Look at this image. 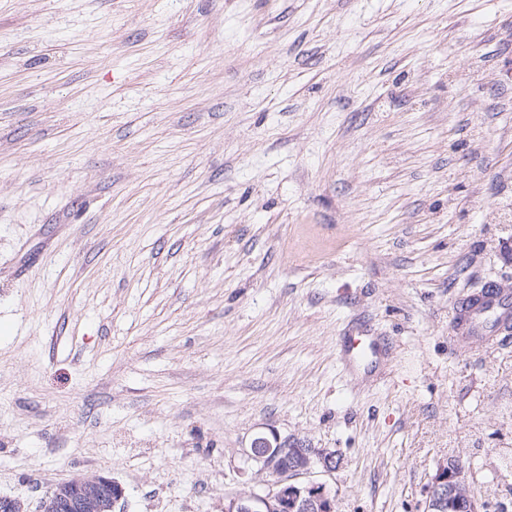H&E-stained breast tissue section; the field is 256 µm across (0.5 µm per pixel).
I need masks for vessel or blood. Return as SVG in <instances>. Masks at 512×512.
Returning a JSON list of instances; mask_svg holds the SVG:
<instances>
[{
  "label": "vessel or blood",
  "mask_w": 512,
  "mask_h": 512,
  "mask_svg": "<svg viewBox=\"0 0 512 512\" xmlns=\"http://www.w3.org/2000/svg\"><path fill=\"white\" fill-rule=\"evenodd\" d=\"M512 338V289L486 283L454 306L451 340L460 349L495 348ZM342 364L346 370L365 375L374 371L379 345L371 336L340 339Z\"/></svg>",
  "instance_id": "vessel-or-blood-1"
}]
</instances>
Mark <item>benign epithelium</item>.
I'll return each instance as SVG.
<instances>
[{
  "label": "benign epithelium",
  "mask_w": 512,
  "mask_h": 512,
  "mask_svg": "<svg viewBox=\"0 0 512 512\" xmlns=\"http://www.w3.org/2000/svg\"><path fill=\"white\" fill-rule=\"evenodd\" d=\"M265 475L263 487H250L228 499L224 512H336V494L323 483L302 477L317 470L336 469V453L314 448L297 435H281L275 428L257 434L245 449ZM123 488L103 474H79L58 483L44 501L43 512H110ZM454 503L464 512H482L475 497L470 471L458 458L440 462L426 485V512H447Z\"/></svg>",
  "instance_id": "obj_1"
}]
</instances>
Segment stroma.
<instances>
[{"mask_svg":"<svg viewBox=\"0 0 512 512\" xmlns=\"http://www.w3.org/2000/svg\"><path fill=\"white\" fill-rule=\"evenodd\" d=\"M512 0H0V495L224 512L261 427L336 512H512ZM355 330L393 347L344 370ZM512 289L488 282L454 306L452 342L462 350L495 348L510 338ZM448 502H453L465 512H481L482 504L475 497L470 471L458 458L440 462L426 485V511L446 512ZM452 512V511H447ZM123 495V488L103 474H79L58 483L44 501V512L112 511V502Z\"/></svg>","mask_w":512,"mask_h":512,"instance_id":"stroma-1","label":"stroma"}]
</instances>
